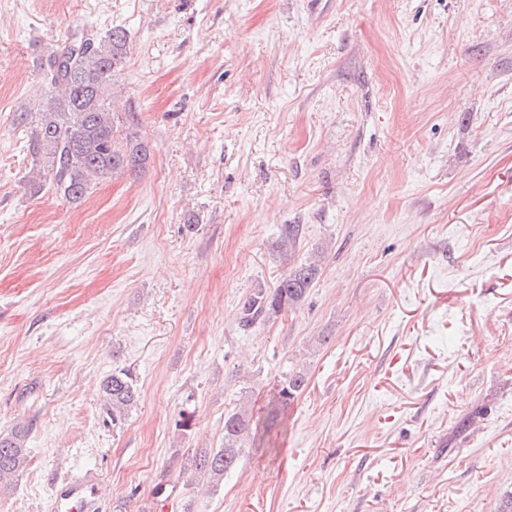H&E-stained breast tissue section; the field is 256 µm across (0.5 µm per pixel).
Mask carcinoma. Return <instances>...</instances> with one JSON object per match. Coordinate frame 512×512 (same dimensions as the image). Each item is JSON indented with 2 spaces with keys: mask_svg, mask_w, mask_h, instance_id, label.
Masks as SVG:
<instances>
[{
  "mask_svg": "<svg viewBox=\"0 0 512 512\" xmlns=\"http://www.w3.org/2000/svg\"><path fill=\"white\" fill-rule=\"evenodd\" d=\"M129 35L114 26L93 40L75 32L61 51L50 57V87L40 101V120L28 138V149L36 164L56 190L70 202H79L96 181L139 173L148 162L149 151L139 142L133 126L137 113L124 120L112 111L108 85L127 55ZM320 275L314 263L288 269L273 288H257L241 304L245 327L265 324L304 302ZM308 383L301 370L290 373L268 403L263 423L253 422L248 409L240 407L224 415V443L184 458L183 470L220 481L234 471L244 453L242 443L252 429L267 433L287 429V408ZM107 412L116 424L136 402L138 391L132 375L115 371L103 380ZM25 431L0 432V487L7 486L26 466Z\"/></svg>",
  "mask_w": 512,
  "mask_h": 512,
  "instance_id": "cac0c4a2",
  "label": "carcinoma"
}]
</instances>
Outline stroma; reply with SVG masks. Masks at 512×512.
<instances>
[{
	"mask_svg": "<svg viewBox=\"0 0 512 512\" xmlns=\"http://www.w3.org/2000/svg\"><path fill=\"white\" fill-rule=\"evenodd\" d=\"M116 24L113 109L137 113L148 163L77 203L32 193L48 58ZM312 261L301 307L241 325L254 288ZM299 369L276 456L182 474ZM119 370L139 397L115 426ZM18 424L28 463L0 512H49L85 468L110 512H497L512 0H0V431ZM102 389L107 399V412L112 416V423L117 424L137 400L136 382L127 371H115L103 380Z\"/></svg>",
	"mask_w": 512,
	"mask_h": 512,
	"instance_id": "stroma-1",
	"label": "stroma"
}]
</instances>
